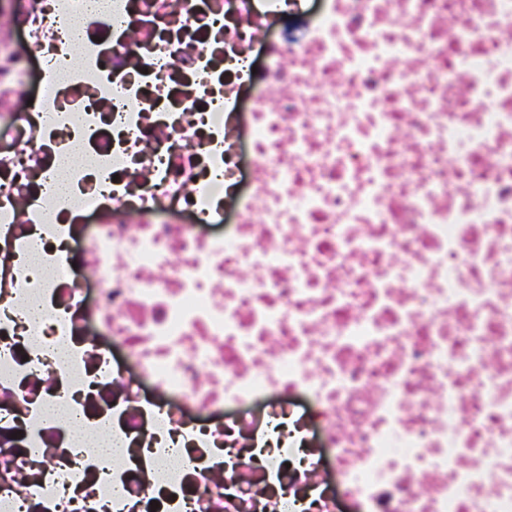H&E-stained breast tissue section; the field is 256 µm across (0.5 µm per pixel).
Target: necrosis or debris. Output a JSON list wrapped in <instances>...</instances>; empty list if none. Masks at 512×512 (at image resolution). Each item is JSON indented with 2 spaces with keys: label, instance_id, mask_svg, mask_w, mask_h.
Listing matches in <instances>:
<instances>
[{
  "label": "necrosis or debris",
  "instance_id": "4bbe7bcc",
  "mask_svg": "<svg viewBox=\"0 0 512 512\" xmlns=\"http://www.w3.org/2000/svg\"><path fill=\"white\" fill-rule=\"evenodd\" d=\"M84 8L0 0V512H512V0Z\"/></svg>",
  "mask_w": 512,
  "mask_h": 512
}]
</instances>
